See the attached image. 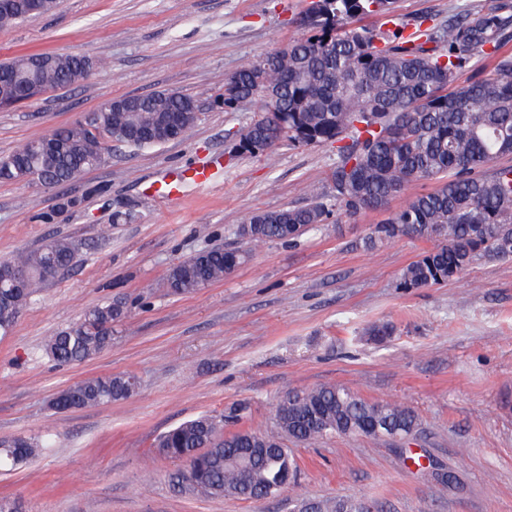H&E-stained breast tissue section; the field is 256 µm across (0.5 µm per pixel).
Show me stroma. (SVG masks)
Instances as JSON below:
<instances>
[{"mask_svg": "<svg viewBox=\"0 0 512 512\" xmlns=\"http://www.w3.org/2000/svg\"><path fill=\"white\" fill-rule=\"evenodd\" d=\"M312 0H59L50 13L0 29V62L21 54L105 60L79 84L0 108V156L88 122L106 100L158 91L191 94L198 119L180 140L136 148L113 143L106 161L58 187L0 182V260L54 239L71 242L75 266L45 282L0 340V437L36 436L49 451L0 475V498L25 512H291L303 499L357 496L374 512H512V258L481 257L444 283L400 285L431 249L401 237L373 249L375 224L436 181L408 183L385 209L337 211L299 239L248 247L236 233L261 210L327 193L336 160L325 145L283 144L263 155L233 150L258 105L227 112L217 99L243 63L303 36ZM512 0H397L390 29L408 17L452 18ZM203 162L207 184L185 183L164 200L150 188ZM249 250L232 275L171 294L169 270L201 250ZM130 309L111 347L57 365L44 341L104 300ZM129 374L135 393L57 413L50 399L86 377ZM335 384L370 401L413 410L404 442L341 435L291 443L299 469L262 499L213 500L175 488L179 462L156 438L205 412L238 410L231 430H273L285 393ZM439 460L460 483L426 468Z\"/></svg>", "mask_w": 512, "mask_h": 512, "instance_id": "stroma-1", "label": "stroma"}]
</instances>
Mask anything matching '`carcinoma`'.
<instances>
[{
    "label": "carcinoma",
    "instance_id": "carcinoma-1",
    "mask_svg": "<svg viewBox=\"0 0 512 512\" xmlns=\"http://www.w3.org/2000/svg\"><path fill=\"white\" fill-rule=\"evenodd\" d=\"M394 0H313L304 24L309 32L259 61L247 63L226 81L236 95L223 96L224 110L255 98L267 110L239 133L240 151L258 155L288 141L328 145L336 161L328 179L333 194H314L304 206L262 210L237 229L250 243L293 241L333 209L356 213L384 208L405 184L436 179L432 192L414 197L404 208L376 225L370 248L404 235L445 239L408 265L401 274L406 288L445 282L463 273L478 256L512 258V166L499 160L512 155V58L499 59L495 72L464 85L456 74L474 55L497 52L512 29V7L494 12L468 11L435 22L427 14L389 31L368 28L360 20L388 16ZM24 57L0 63V105L27 98L29 87L41 91L80 82L91 74L85 57L59 55L55 65L31 74L20 67ZM128 110L103 109L99 122L75 123L55 131L68 144L64 154H46L35 141L0 157V180L18 181L9 164L22 159L33 179L55 186L69 176L96 167L105 140L152 147L180 139L197 121L193 98L159 91L131 95ZM250 257L247 251L204 250L173 266L167 288L176 295L197 292L224 278ZM76 249L65 239L0 261V338L11 334L27 300L46 282V263L55 273L72 268ZM27 272L21 285L3 279L5 271ZM127 316L121 299L105 300L73 325L48 337L44 349L55 362H85L112 346V326ZM131 375L88 377L58 391L51 409L107 405L130 397ZM232 416L202 414L162 433L154 447L185 465L188 490L211 499L262 498L288 484L295 461L283 439L308 442L333 434H374L389 425L408 433L418 428L413 411L391 403L371 402L342 386H322L280 401L277 430L224 433ZM242 448L254 452L244 455ZM36 437L0 438V471L9 472L42 455ZM358 498L319 502L320 512H358Z\"/></svg>",
    "mask_w": 512,
    "mask_h": 512
}]
</instances>
